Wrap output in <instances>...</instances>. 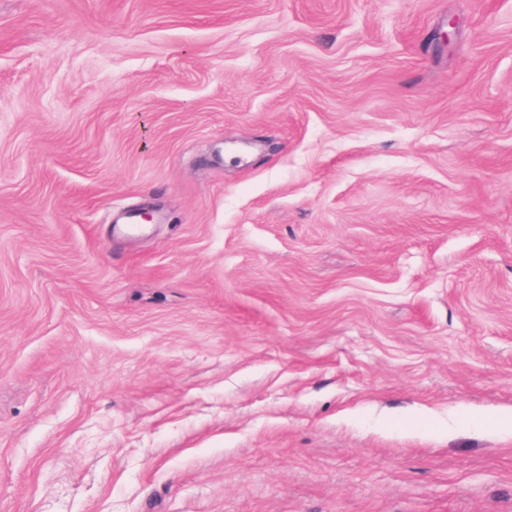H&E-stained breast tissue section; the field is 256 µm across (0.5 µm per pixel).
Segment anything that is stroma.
Wrapping results in <instances>:
<instances>
[{"instance_id":"1","label":"stroma","mask_w":512,"mask_h":512,"mask_svg":"<svg viewBox=\"0 0 512 512\" xmlns=\"http://www.w3.org/2000/svg\"><path fill=\"white\" fill-rule=\"evenodd\" d=\"M509 408L512 0H0V512H512Z\"/></svg>"}]
</instances>
